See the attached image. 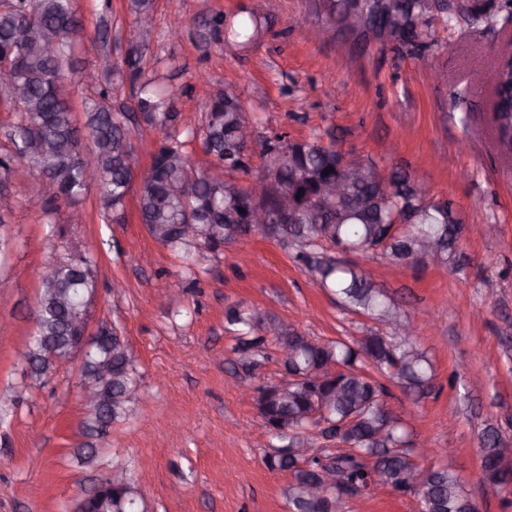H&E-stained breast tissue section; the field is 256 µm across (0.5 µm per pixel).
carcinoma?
Returning <instances> with one entry per match:
<instances>
[{"label":"carcinoma","instance_id":"carcinoma-1","mask_svg":"<svg viewBox=\"0 0 512 512\" xmlns=\"http://www.w3.org/2000/svg\"><path fill=\"white\" fill-rule=\"evenodd\" d=\"M129 8L136 21L154 17V0H129ZM358 9L385 19L396 13L400 21L393 43L407 49L418 47L422 35L429 34L434 16L448 18V4L444 2L431 6L426 0H396L394 3L364 0L362 4L355 0H329V17L337 23ZM501 15L512 17V0H500L483 13L489 22L497 21ZM34 22L47 31L59 32V38L28 52L25 49L27 33ZM208 24L215 32L222 31L225 36L240 40L242 45L252 42L259 33L254 17L249 24L244 22L237 28H227L224 14L217 13ZM82 39L73 0H0V51L9 55L14 63V83L8 86L15 114L12 144L16 146L25 140L30 129L37 130L35 150L28 156L30 172L43 178L53 190H66L68 201H76L88 193L90 185L83 172L91 164L96 166L103 175L105 206L117 210L123 207L132 184L125 161L131 155L129 114L112 111L107 103V92L101 91L100 100L85 113L92 157L81 155L78 128L70 107L73 87L66 68ZM127 65L134 106L147 124L163 133L150 164L153 179L138 189L140 222L167 226L163 245L172 248L191 243L172 229L189 215L203 226L204 232H209L208 225L214 223L224 233L222 240L199 239L197 243L216 249L225 241L235 240L247 230V225L237 220L246 193L245 187L237 182V176L247 175L251 169L241 161L244 138L250 127L245 107L240 104L231 110L213 100L208 105L202 131L183 129L179 127L180 113L175 110V93L158 92L155 78L140 68L137 51H131ZM199 136L204 152L222 166L224 178L207 180L191 165L188 147ZM282 146L289 150L290 159L269 156L264 149V168L277 161L284 164L278 171V178L292 194L308 196L319 183L343 178L344 169L338 167V151L331 144H323L320 138L300 143L284 142ZM16 162L18 159L12 150L0 156V183L12 178ZM325 170L329 174H323ZM391 176L396 192L387 203L377 201L381 182L363 179L352 189L355 196L365 201L362 209L338 216L334 224H321L320 215L306 206L300 212L299 223L279 231V241L293 243L295 258L315 269L323 284L334 288L343 303L383 323L398 321L395 303L359 272L356 265L321 256L319 249L324 244L319 239L327 232L329 240L350 253L368 251L383 242V255L399 262L410 254L411 246L418 240L453 238V225L457 224L448 204L431 200L424 183L403 170L394 169ZM394 212L413 216L412 222L404 225L399 238L390 235V217ZM92 288V259L88 256L79 255L74 263L61 262L43 278L37 335L55 346L56 355L70 354L69 309L84 304ZM226 318L231 325L250 329L261 321L257 313L237 309L228 310ZM264 345L262 336L247 332L239 336L235 353L251 350L252 362L244 365L246 370L253 372L260 366V359L266 357ZM25 356L39 375L48 374L56 364L55 355L42 351L38 341L33 342ZM366 361L418 395L427 393L435 377L431 358L411 336L390 341L371 333L355 344L342 339L329 343L315 341L288 351V362L302 373L331 363L348 368V373L331 375L307 390L297 388L286 398L270 393L265 404L266 415L278 421L283 430L281 439L287 441L285 447L300 448L306 443L304 433L312 427L310 413L314 396L327 401V414L332 421L338 422L353 411L360 415L358 423L339 438L349 446L347 453L318 454L307 460L306 470L294 467V462L285 460L275 451L267 455L270 468L292 471L286 490L292 512H325L326 499L310 498L305 491L314 477V470L324 464L336 472V483L328 489L332 499L343 490L368 491L372 474L365 461L369 457H376L384 464L382 484L403 488V474L409 464L388 449L410 452L411 432L401 418L385 410L384 387L366 376L363 367ZM136 386L129 349L112 342V376L102 383L112 401L103 411L90 409L87 427L96 430L125 416L130 404L136 401L129 395ZM482 447L483 480L500 490L512 487V475L503 473L498 464L501 449L507 447V443L497 432L488 429L482 435ZM465 495L461 478L449 466L436 469L415 492L421 502V512H459V503ZM138 500L137 491L128 481L113 493L109 509L133 512Z\"/></svg>","mask_w":512,"mask_h":512}]
</instances>
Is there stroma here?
<instances>
[{
    "mask_svg": "<svg viewBox=\"0 0 512 512\" xmlns=\"http://www.w3.org/2000/svg\"><path fill=\"white\" fill-rule=\"evenodd\" d=\"M73 8L84 41L68 77L81 124L98 94L80 75L102 57L115 66L100 79L112 107L131 105L126 59L136 38L128 0ZM217 12L230 22L256 15L262 32L248 45L226 41L204 24ZM325 22L321 0H155L139 65L179 89L186 125L201 127L210 99L231 84L255 114L256 134L321 135L346 158L408 171L459 212L466 231L447 266L394 268L378 251L343 259L394 300L435 364L420 397L367 367L388 407L434 448L430 465L455 469L478 512H512V489L490 487L480 469L486 425L512 442V157L499 153L489 116L497 50L512 23L438 17L423 46L408 51L345 34L319 41L312 32ZM476 70L479 86L470 82ZM103 198L95 187L76 203L57 201L36 180L0 189L8 241L0 295L10 299L0 306V512H76L115 470L133 479L142 512H288L292 476L266 464L275 438L238 393L253 378L278 379L281 360L270 345L256 374L234 368L228 309L259 311L267 337L282 327L357 341L391 328L344 309L315 270L261 232L245 244L248 262L232 245L189 256L148 234L135 195L106 222ZM486 224L496 236L484 235ZM78 252L93 260L88 332L108 326L125 337L141 387L128 416L99 434L85 425L82 354L42 377L21 358L37 332L45 271ZM348 510L420 512V502L380 485Z\"/></svg>",
    "mask_w": 512,
    "mask_h": 512,
    "instance_id": "stroma-1",
    "label": "stroma"
}]
</instances>
